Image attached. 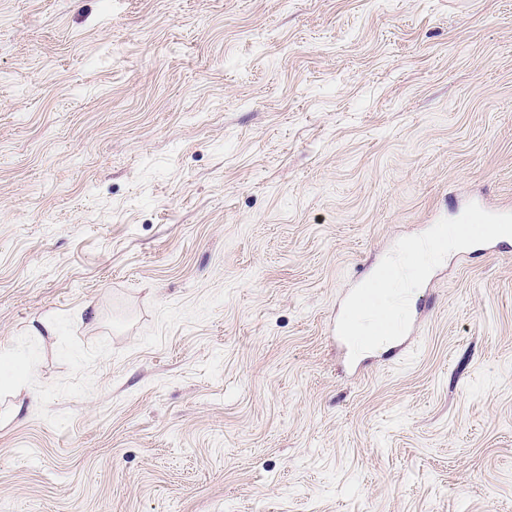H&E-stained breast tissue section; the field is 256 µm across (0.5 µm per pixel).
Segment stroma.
<instances>
[{"label": "stroma", "mask_w": 512, "mask_h": 512, "mask_svg": "<svg viewBox=\"0 0 512 512\" xmlns=\"http://www.w3.org/2000/svg\"><path fill=\"white\" fill-rule=\"evenodd\" d=\"M480 205L512 0H0V512H512V241L329 336ZM364 320L369 321L368 326H364ZM388 328H391L389 317L374 319L368 314L362 315L355 324L356 336L354 337L362 344L363 351H369L374 345L378 344L379 331H385Z\"/></svg>", "instance_id": "1"}]
</instances>
